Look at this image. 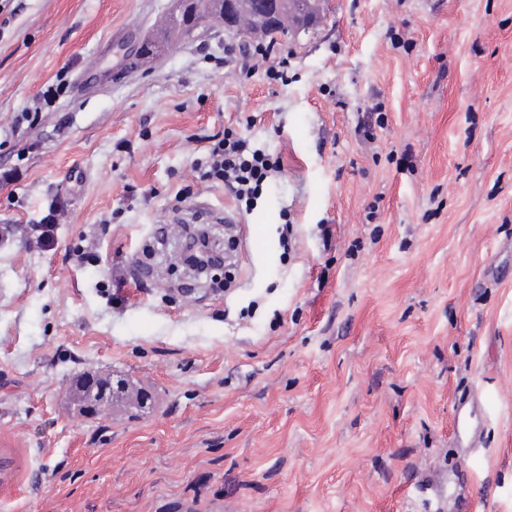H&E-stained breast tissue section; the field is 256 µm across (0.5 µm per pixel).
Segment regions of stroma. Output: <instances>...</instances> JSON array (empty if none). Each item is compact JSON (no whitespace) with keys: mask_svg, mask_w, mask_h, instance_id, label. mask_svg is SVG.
<instances>
[{"mask_svg":"<svg viewBox=\"0 0 512 512\" xmlns=\"http://www.w3.org/2000/svg\"><path fill=\"white\" fill-rule=\"evenodd\" d=\"M171 8L0 33V512H512V0H322L285 86L214 21L121 68ZM228 128L282 161L247 211L201 177ZM226 212L213 283L150 255ZM86 373L153 405L76 413ZM479 408L480 396L474 392H471L464 401H459L457 405L453 430L458 437L460 433L464 435L467 446H469L476 435L478 425L475 423V418Z\"/></svg>","mask_w":512,"mask_h":512,"instance_id":"stroma-1","label":"stroma"}]
</instances>
